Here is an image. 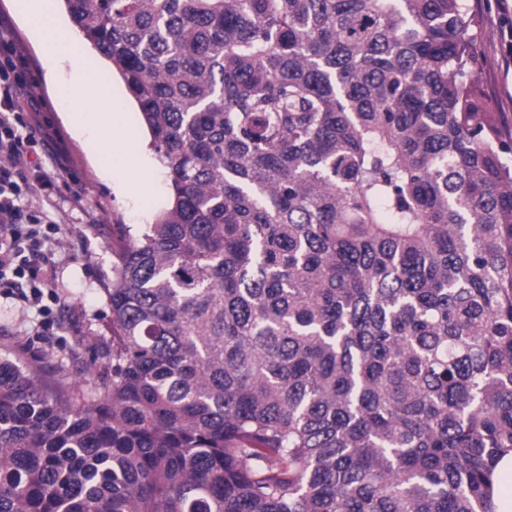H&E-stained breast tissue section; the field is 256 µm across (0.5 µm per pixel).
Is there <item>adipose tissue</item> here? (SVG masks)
<instances>
[{"label": "adipose tissue", "mask_w": 512, "mask_h": 512, "mask_svg": "<svg viewBox=\"0 0 512 512\" xmlns=\"http://www.w3.org/2000/svg\"><path fill=\"white\" fill-rule=\"evenodd\" d=\"M43 0H23V15L31 19L37 43L48 61H55L62 52L64 44L55 18L46 16L42 8ZM79 85L84 86L83 102L87 110L97 118L98 131L106 142L105 149L96 161L104 173H111L119 168L126 154L140 149L141 144L129 131L123 112L105 88L79 78Z\"/></svg>", "instance_id": "ef3b65f1"}]
</instances>
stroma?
<instances>
[{"label": "stroma", "instance_id": "obj_1", "mask_svg": "<svg viewBox=\"0 0 512 512\" xmlns=\"http://www.w3.org/2000/svg\"><path fill=\"white\" fill-rule=\"evenodd\" d=\"M16 0H0V25L10 31L28 75L37 84L38 121L60 133L66 157L62 178L44 191L43 210L62 228L61 244L48 256L56 270L55 284L66 299L48 317L18 297L0 295V358L39 363L47 373L93 389L100 381L88 366L89 348L109 333L110 311L104 290L112 280V227L152 223L168 199V182L150 149L127 155L121 179L136 183L147 177V190L129 194L115 190L95 162L102 140L77 133L73 108L61 107L63 90L78 66L64 56L55 72H47L33 30L15 8ZM480 21L471 73L494 103L504 139L512 138V0H467Z\"/></svg>", "mask_w": 512, "mask_h": 512}]
</instances>
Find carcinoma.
<instances>
[{
  "instance_id": "1",
  "label": "carcinoma",
  "mask_w": 512,
  "mask_h": 512,
  "mask_svg": "<svg viewBox=\"0 0 512 512\" xmlns=\"http://www.w3.org/2000/svg\"><path fill=\"white\" fill-rule=\"evenodd\" d=\"M170 196L89 405L0 359V512H493L512 164L466 0H60Z\"/></svg>"
}]
</instances>
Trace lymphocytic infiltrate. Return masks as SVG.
Listing matches in <instances>:
<instances>
[{
	"instance_id": "obj_1",
	"label": "lymphocytic infiltrate",
	"mask_w": 512,
	"mask_h": 512,
	"mask_svg": "<svg viewBox=\"0 0 512 512\" xmlns=\"http://www.w3.org/2000/svg\"><path fill=\"white\" fill-rule=\"evenodd\" d=\"M37 106L23 60L9 32L0 28V288L7 291L37 289L52 280L45 247L59 227L33 202L66 167L59 163L53 172L39 174L31 168L32 154L59 140L33 126L30 112Z\"/></svg>"
}]
</instances>
